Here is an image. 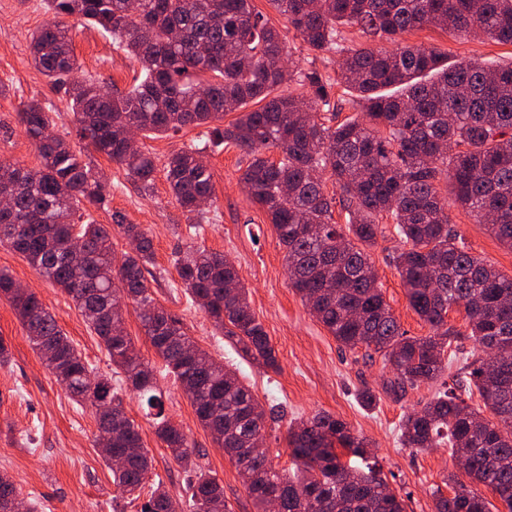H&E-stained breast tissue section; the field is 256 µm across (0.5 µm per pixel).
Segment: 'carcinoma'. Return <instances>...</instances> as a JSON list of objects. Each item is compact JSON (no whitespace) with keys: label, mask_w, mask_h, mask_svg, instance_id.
Segmentation results:
<instances>
[{"label":"carcinoma","mask_w":512,"mask_h":512,"mask_svg":"<svg viewBox=\"0 0 512 512\" xmlns=\"http://www.w3.org/2000/svg\"><path fill=\"white\" fill-rule=\"evenodd\" d=\"M45 0L53 20L31 39L35 67L69 96L79 136L120 165L144 192L152 189L156 160L128 148L127 134L178 132L239 113L227 127H212L215 144L232 142L253 155L241 180L267 213L285 250L289 286L344 347L382 356L397 373L393 391L404 393L448 374L452 385L437 390L423 407L404 417L400 441L427 450L448 442L465 451L462 470L470 483L449 477L453 494L438 495L435 512H490L470 489L481 484L512 512V276L459 244L438 182L451 183L455 201L499 242L512 249V63L489 68L474 62L446 65L434 51L401 46L394 51L349 49L338 28L395 41L435 25L460 35L480 32L512 44V0H271L314 52L343 56L340 83L358 93L360 115L335 125L317 118L329 105L321 75H304L313 97L273 95L291 81V56L252 0ZM79 16L108 33L142 64L139 84L113 94L80 65L65 21ZM262 101L245 111L251 101ZM20 124L40 165L27 169L0 161V244L21 254L59 286L80 309L122 370L142 404L153 412L155 433L183 467L193 512H228L224 489L193 459L185 433L164 414L162 392L151 367L135 352L123 328V303L140 310L145 333L166 370L191 401L202 426L235 464L257 512H406L375 466L341 460L336 447L365 458L366 443L328 413L292 422L288 447L297 465L290 479L252 453L265 428V412L236 372L202 350L181 319L157 306L146 274L154 263L152 239L137 224L115 219L136 242L116 256L109 231L80 203L105 210L110 202L103 176L57 136L53 121L35 101L21 105ZM276 148L273 162L262 150ZM194 145L165 164L172 196L189 215L191 236L209 222L199 206L212 200L211 174ZM341 192L346 227L333 219L334 198L323 175ZM392 219L404 248L393 256L409 307L432 329L411 337L376 284L368 254L378 219ZM80 238L85 257L69 259L67 245ZM185 294L202 302L214 327L258 364L278 368L276 351L252 312L247 289L224 255L187 243L172 259ZM7 298L27 328L29 341L67 392L95 410L98 431L112 432V452L124 465L112 470L123 494L139 498L142 512H181L163 482H148L152 464L138 426L122 407L112 379L92 373L39 299L15 288L0 270V297ZM461 308L468 333L448 325ZM466 335L481 354L453 368L445 348ZM478 394L495 420L466 398ZM19 497L11 476L0 473V508Z\"/></svg>","instance_id":"cac0c4a2"}]
</instances>
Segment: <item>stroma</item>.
I'll use <instances>...</instances> for the list:
<instances>
[{
    "mask_svg": "<svg viewBox=\"0 0 512 512\" xmlns=\"http://www.w3.org/2000/svg\"><path fill=\"white\" fill-rule=\"evenodd\" d=\"M253 4L293 52L291 67L296 78L281 86V93H304L300 75L316 71L323 77L331 104L341 105V117L352 116L348 95L339 82V54L309 50L271 0H253ZM50 18L44 0H0V160L24 168L38 167L40 159L18 122L17 112L23 102L35 100L49 108L55 135L74 149L87 147L76 132L67 96L50 85L32 61L30 36ZM68 24L82 76L98 79L115 92L132 89L141 72L139 61L95 26L76 17L69 18ZM399 42L436 51L452 63L497 66L512 62V44L477 35H454L431 25L403 34ZM206 132V127L188 126L175 134L139 137L138 145L163 162L173 151L203 143ZM92 159L110 191L108 210L94 211V219L108 228L118 253L126 250L127 241L114 222L115 216L140 225L152 237L155 255L148 285L156 304L181 317L197 345L236 369L240 380L263 405L265 451L276 469L290 475L296 471L287 444L290 422L326 412L364 438L369 461L378 464L390 488L403 498L406 512H434L435 491L451 495L446 478L456 466L447 445L419 451L402 447L399 440L402 419L432 397L435 385L394 394L390 386L397 374L381 356L370 359L363 349L342 347L312 316L288 284L285 252L273 225L240 182L251 160L246 150L231 142L206 149L204 159L212 175L215 203L208 211L210 222L195 243L223 253L234 263L248 290L251 308L276 350L279 367L275 370L244 359L215 330L198 304L185 295L172 258L187 239L186 233H175L174 228L186 226L188 218L170 193L164 169L156 170L153 191L147 195L105 155L96 153ZM439 189L452 227L468 251L511 276L512 249L501 245L486 225L477 223L455 202L447 182H440ZM381 226L382 233L368 249L378 286L402 330L413 337L428 336L430 327L409 307L392 261L403 243L392 220H382ZM2 269L49 309L94 373H111L103 344L88 329L70 296L6 245H0ZM123 322L137 354L155 371L166 415L186 433L199 463L223 486L230 512H254L234 464L200 425L179 382L157 357L135 304H124ZM0 342L8 354L0 363V472L13 477L23 499L35 500L38 512H140V501L117 497L112 473L96 446L92 407L74 400L56 380L32 348L11 303L3 297ZM366 387L375 395L369 407L358 398L359 390ZM122 397L127 415L138 425L149 450L153 474L175 499L186 500L183 468L157 437L135 394L126 390Z\"/></svg>",
    "mask_w": 512,
    "mask_h": 512,
    "instance_id": "35a3bbf8",
    "label": "stroma"
}]
</instances>
